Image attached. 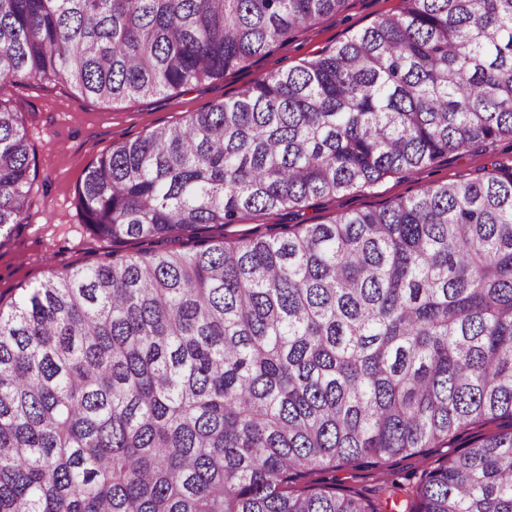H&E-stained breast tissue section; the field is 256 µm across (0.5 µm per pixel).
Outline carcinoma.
<instances>
[{
    "mask_svg": "<svg viewBox=\"0 0 512 512\" xmlns=\"http://www.w3.org/2000/svg\"><path fill=\"white\" fill-rule=\"evenodd\" d=\"M346 0H0V235L34 202L6 96L107 102L224 76ZM512 136V0L399 9L237 98L122 142L78 188L107 252L0 304V512H383L298 486L512 420V173L233 244ZM402 512H512V429L421 470Z\"/></svg>",
    "mask_w": 512,
    "mask_h": 512,
    "instance_id": "carcinoma-1",
    "label": "carcinoma"
}]
</instances>
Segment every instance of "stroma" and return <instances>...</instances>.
I'll use <instances>...</instances> for the list:
<instances>
[{"label": "stroma", "instance_id": "obj_1", "mask_svg": "<svg viewBox=\"0 0 512 512\" xmlns=\"http://www.w3.org/2000/svg\"><path fill=\"white\" fill-rule=\"evenodd\" d=\"M400 0H348L345 11L319 18L288 43L249 67L224 77L149 98L101 102L61 80L27 82L13 88L11 102L20 112L35 153L38 195L23 224L0 237V301L8 303L51 273L93 264L116 250L131 255L147 250L138 239L115 244L90 235L77 203V187L88 168L115 145L145 136L155 128L186 119L206 106L233 99L271 74L288 70L347 36L396 11ZM495 167L512 168V139L481 143L446 155L437 163L402 177H388L373 187L309 203L297 212H253L239 221L215 226L211 235L231 244L270 231L279 224H318L335 215L379 208L417 194L433 184L473 178ZM503 422L471 424L442 448H429L383 466H341L326 473L337 489L370 500L380 484L408 480L435 461L453 456L482 437L503 429Z\"/></svg>", "mask_w": 512, "mask_h": 512}]
</instances>
